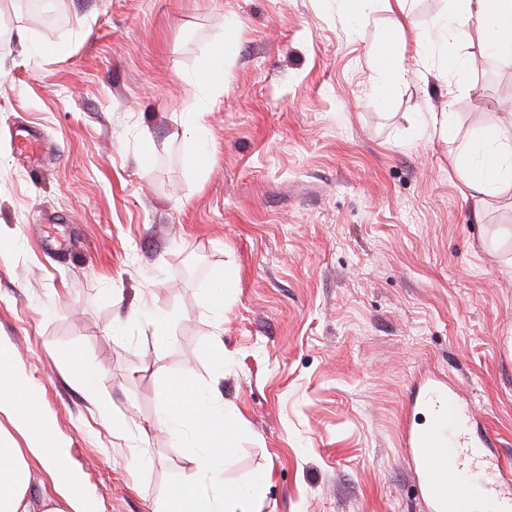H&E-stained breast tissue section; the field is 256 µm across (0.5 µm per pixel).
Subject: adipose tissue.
Wrapping results in <instances>:
<instances>
[{
	"label": "adipose tissue",
	"instance_id": "adipose-tissue-1",
	"mask_svg": "<svg viewBox=\"0 0 512 512\" xmlns=\"http://www.w3.org/2000/svg\"><path fill=\"white\" fill-rule=\"evenodd\" d=\"M449 2L430 31L417 34V58L434 54L444 68L463 73L450 40L473 26L487 51L512 59V0ZM449 163L478 201L512 192V112L494 123H475ZM13 367L12 350L0 344V412L13 415L27 442L21 448L0 435V512H92L79 491V475L66 468L60 449L48 447L44 427L34 423ZM162 395L156 422L195 468L158 502L156 512H236L242 503L262 499L261 478L244 485L224 479V457L241 427L239 413L186 379L166 380Z\"/></svg>",
	"mask_w": 512,
	"mask_h": 512
}]
</instances>
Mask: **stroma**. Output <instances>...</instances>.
Wrapping results in <instances>:
<instances>
[{"label":"stroma","instance_id":"stroma-1","mask_svg":"<svg viewBox=\"0 0 512 512\" xmlns=\"http://www.w3.org/2000/svg\"><path fill=\"white\" fill-rule=\"evenodd\" d=\"M24 4L0 0V342L94 512H154L191 472L155 424L181 375L240 412L224 477H265L255 512H430L400 445L428 372L497 433L512 479V197L477 203L449 166L455 140L407 120L497 121L512 62L489 66L470 28L453 39L467 84L429 59L376 91L382 37L404 33L414 55L449 0H377L362 22L334 0H52V24ZM228 38L223 84H202ZM17 128L52 160L19 156ZM55 228L71 251L40 249ZM223 271L218 321L200 287ZM415 116L412 118L413 125L421 132H428L429 136L439 135L442 139L448 141V135L454 131L453 112H412Z\"/></svg>","mask_w":512,"mask_h":512}]
</instances>
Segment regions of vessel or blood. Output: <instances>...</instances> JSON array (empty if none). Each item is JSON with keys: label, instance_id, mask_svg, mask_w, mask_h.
<instances>
[{"label": "vessel or blood", "instance_id": "b4317fda", "mask_svg": "<svg viewBox=\"0 0 512 512\" xmlns=\"http://www.w3.org/2000/svg\"><path fill=\"white\" fill-rule=\"evenodd\" d=\"M411 405L423 409L430 423L424 428L407 426L402 446L418 476L417 494L434 512H474L479 498L486 512L512 504V481L500 475L498 438L490 431L472 438L473 424L461 416L455 387L441 381L417 387ZM480 471L490 479L478 485L472 475Z\"/></svg>", "mask_w": 512, "mask_h": 512}]
</instances>
